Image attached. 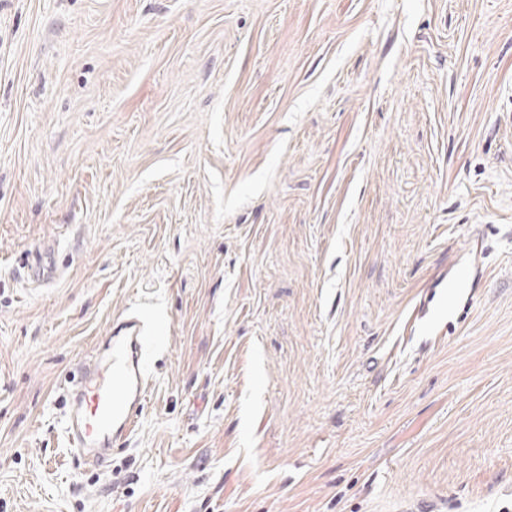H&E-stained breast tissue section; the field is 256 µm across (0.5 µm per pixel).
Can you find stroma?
Segmentation results:
<instances>
[{
	"instance_id": "obj_1",
	"label": "stroma",
	"mask_w": 512,
	"mask_h": 512,
	"mask_svg": "<svg viewBox=\"0 0 512 512\" xmlns=\"http://www.w3.org/2000/svg\"><path fill=\"white\" fill-rule=\"evenodd\" d=\"M0 512H512V0H0ZM433 305L430 309L423 308L414 311L409 321V331L433 335L441 327L445 328L448 323V291L442 289L437 296H433ZM146 323L131 313L112 320V336L81 364L63 419L70 448L93 466L112 457L138 425L149 381L143 368Z\"/></svg>"
}]
</instances>
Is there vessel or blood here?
I'll use <instances>...</instances> for the list:
<instances>
[{
    "mask_svg": "<svg viewBox=\"0 0 512 512\" xmlns=\"http://www.w3.org/2000/svg\"><path fill=\"white\" fill-rule=\"evenodd\" d=\"M470 271L454 270L446 290L430 308L413 313L410 332L432 334L448 323V291L463 289ZM146 323L135 313L112 322V334L96 347L79 368L63 419V433L73 453L92 465L111 458L124 446L141 419L149 381L143 368Z\"/></svg>",
    "mask_w": 512,
    "mask_h": 512,
    "instance_id": "obj_1",
    "label": "vessel or blood"
}]
</instances>
